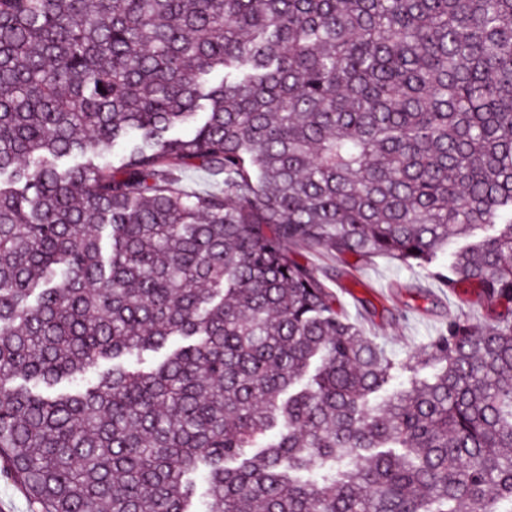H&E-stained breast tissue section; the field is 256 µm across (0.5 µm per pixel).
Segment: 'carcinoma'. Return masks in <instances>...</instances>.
Returning <instances> with one entry per match:
<instances>
[{
  "mask_svg": "<svg viewBox=\"0 0 512 512\" xmlns=\"http://www.w3.org/2000/svg\"><path fill=\"white\" fill-rule=\"evenodd\" d=\"M4 174L32 512H194L200 470L208 512H512V0H0ZM453 239L432 275L493 309L375 406L395 363L294 250Z\"/></svg>",
  "mask_w": 512,
  "mask_h": 512,
  "instance_id": "carcinoma-1",
  "label": "carcinoma"
}]
</instances>
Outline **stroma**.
Masks as SVG:
<instances>
[{
    "label": "stroma",
    "mask_w": 512,
    "mask_h": 512,
    "mask_svg": "<svg viewBox=\"0 0 512 512\" xmlns=\"http://www.w3.org/2000/svg\"><path fill=\"white\" fill-rule=\"evenodd\" d=\"M295 257L328 276L337 306L359 321L395 360L392 384L396 387L410 379L403 361L424 348L449 315L463 313L480 323L487 314L473 294L463 289L448 292L420 267H403L385 257L336 258L307 248L297 249Z\"/></svg>",
    "instance_id": "obj_1"
}]
</instances>
